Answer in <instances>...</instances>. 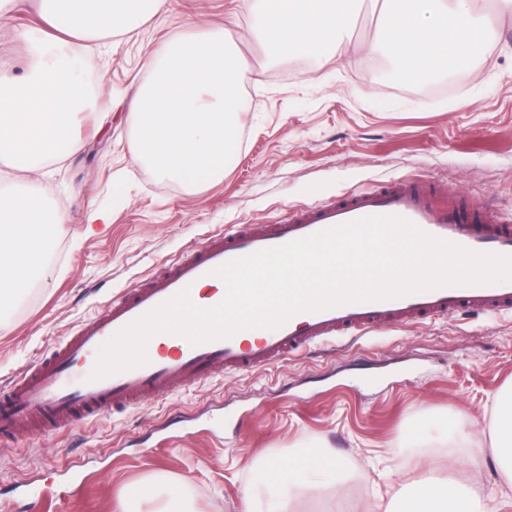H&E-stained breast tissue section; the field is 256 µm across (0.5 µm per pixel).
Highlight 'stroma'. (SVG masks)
<instances>
[{
	"mask_svg": "<svg viewBox=\"0 0 512 512\" xmlns=\"http://www.w3.org/2000/svg\"><path fill=\"white\" fill-rule=\"evenodd\" d=\"M237 0H168L114 51L78 54L102 103L78 116L75 153L30 182L0 158V189L37 185L68 217L46 266L0 316V386L35 366L103 306L237 224L404 177L512 215V15L480 56L402 82L387 56L268 57L232 15ZM224 28L254 72L223 181L190 189L134 160L127 114L143 63L174 38ZM37 0L0 24V64L24 78L49 34ZM108 223L87 234V218ZM512 385V312L467 314L320 342L277 364L204 381L44 434L0 441V512H134L130 489H176L191 512H265L280 485L318 483L295 512H351L403 470L453 453L459 415L484 427ZM419 433L414 446L405 438ZM336 453V472L298 461ZM284 461L280 475L268 463Z\"/></svg>",
	"mask_w": 512,
	"mask_h": 512,
	"instance_id": "obj_1",
	"label": "stroma"
}]
</instances>
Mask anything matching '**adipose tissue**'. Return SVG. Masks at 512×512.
<instances>
[{
  "instance_id": "ef3b65f1",
  "label": "adipose tissue",
  "mask_w": 512,
  "mask_h": 512,
  "mask_svg": "<svg viewBox=\"0 0 512 512\" xmlns=\"http://www.w3.org/2000/svg\"><path fill=\"white\" fill-rule=\"evenodd\" d=\"M241 17L252 35L275 55H346L350 29L365 3L379 10L380 23L368 54L387 52L398 76L427 80L448 58L464 59L492 44L500 18L512 14V0H241ZM164 0H39L41 16L58 32L112 48L113 37L155 16ZM74 49L35 56L23 80L0 67V157L13 168L41 173L42 160H63L75 150L72 118L90 103L74 77ZM65 213L49 209L33 191L0 194V311L15 291L43 266V245L63 232ZM467 483L435 476L433 468L393 485L380 512H502L512 504V392L492 398L486 441L467 429ZM494 469L495 484L483 480Z\"/></svg>"
}]
</instances>
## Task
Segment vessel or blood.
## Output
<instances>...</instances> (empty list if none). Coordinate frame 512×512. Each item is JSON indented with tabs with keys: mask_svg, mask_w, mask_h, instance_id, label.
Masks as SVG:
<instances>
[{
	"mask_svg": "<svg viewBox=\"0 0 512 512\" xmlns=\"http://www.w3.org/2000/svg\"><path fill=\"white\" fill-rule=\"evenodd\" d=\"M371 215H399L423 231L478 252L512 255V220L465 197L436 200L420 180H394L313 204L281 223L238 224L192 247L163 267L131 296L112 302L58 342L38 367L0 392V439L14 437L28 422L55 430L123 410L162 390L227 371L261 368L336 336H364L381 328L449 318L460 310L494 314L512 310V282L451 286L403 297L300 312L276 329L256 328L199 345L183 344L158 354L156 337L173 312H191L198 288L215 282L214 271L232 260L280 246ZM111 342L112 357L96 352Z\"/></svg>",
	"mask_w": 512,
	"mask_h": 512,
	"instance_id": "obj_1",
	"label": "vessel or blood"
}]
</instances>
